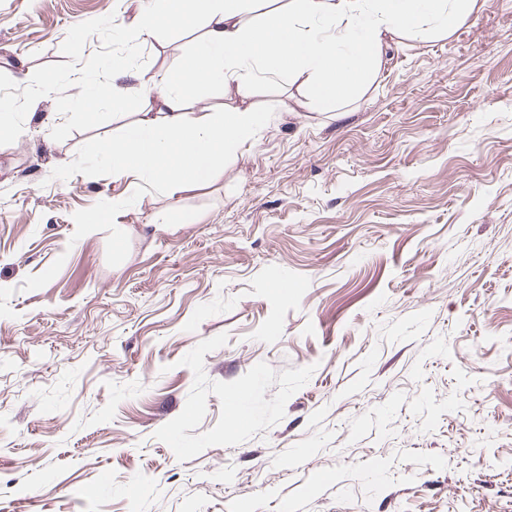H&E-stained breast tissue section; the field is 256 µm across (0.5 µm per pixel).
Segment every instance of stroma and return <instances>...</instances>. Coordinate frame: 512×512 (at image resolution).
I'll return each instance as SVG.
<instances>
[{
	"label": "stroma",
	"instance_id": "35a3bbf8",
	"mask_svg": "<svg viewBox=\"0 0 512 512\" xmlns=\"http://www.w3.org/2000/svg\"><path fill=\"white\" fill-rule=\"evenodd\" d=\"M151 5L0 0V512H512V0L176 195L98 154Z\"/></svg>",
	"mask_w": 512,
	"mask_h": 512
}]
</instances>
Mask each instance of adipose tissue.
Returning a JSON list of instances; mask_svg holds the SVG:
<instances>
[{
  "mask_svg": "<svg viewBox=\"0 0 512 512\" xmlns=\"http://www.w3.org/2000/svg\"><path fill=\"white\" fill-rule=\"evenodd\" d=\"M480 9V0H154L137 17L140 36L192 20L202 35L176 73L142 80L137 119L100 150L114 178L171 193L199 186L265 125L251 100L256 73L288 77L303 106L331 108L375 78L392 38H445ZM213 84L224 87L223 111L191 112L190 98Z\"/></svg>",
  "mask_w": 512,
  "mask_h": 512,
  "instance_id": "adipose-tissue-1",
  "label": "adipose tissue"
}]
</instances>
